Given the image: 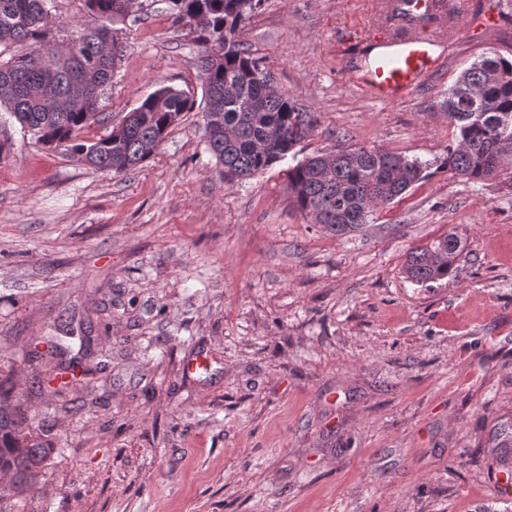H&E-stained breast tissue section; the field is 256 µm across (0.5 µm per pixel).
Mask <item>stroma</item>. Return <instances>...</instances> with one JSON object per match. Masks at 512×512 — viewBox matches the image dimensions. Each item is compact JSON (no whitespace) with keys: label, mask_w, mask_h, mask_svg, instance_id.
<instances>
[{"label":"stroma","mask_w":512,"mask_h":512,"mask_svg":"<svg viewBox=\"0 0 512 512\" xmlns=\"http://www.w3.org/2000/svg\"><path fill=\"white\" fill-rule=\"evenodd\" d=\"M483 2L502 26L473 35L453 17L443 66L384 104L339 44L381 0H262L244 47L318 126L243 179L225 177L198 109L116 174L0 108V384L53 449L32 494L0 487V512H512V186L434 165L459 73L512 57V0ZM47 8L58 43L90 18L86 0ZM135 15L114 28L91 134L163 85L204 97L194 34L164 0ZM349 145L429 167L338 236L297 209L285 171ZM451 231L465 250L448 277L408 279L410 250ZM63 357L84 368L64 388Z\"/></svg>","instance_id":"35a3bbf8"}]
</instances>
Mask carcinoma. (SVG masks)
Segmentation results:
<instances>
[{
	"label": "carcinoma",
	"mask_w": 512,
	"mask_h": 512,
	"mask_svg": "<svg viewBox=\"0 0 512 512\" xmlns=\"http://www.w3.org/2000/svg\"><path fill=\"white\" fill-rule=\"evenodd\" d=\"M133 0H87L92 20L79 25L72 45L47 39L52 23L45 0H0V45L29 41L27 55L0 62V105L37 142L61 148L82 165L121 173L142 166L195 99L162 85L106 135L83 137L97 121L99 92L110 81L120 48L112 28L125 24ZM177 23L193 27L202 46L207 144L229 178L262 174L312 136L317 118L279 91L271 72L243 48L240 35L260 0H165ZM454 140L438 166L479 182L503 171L512 155V58L482 56L448 89ZM426 162L382 147H354L309 156L288 169V188L315 224L338 235L369 222L423 178ZM465 249L450 232L407 256L404 272L418 283L441 280ZM51 448L27 437L26 417L0 384V473L14 491H34Z\"/></svg>",
	"instance_id": "1"
}]
</instances>
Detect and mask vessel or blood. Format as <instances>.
Instances as JSON below:
<instances>
[{"label":"vessel or blood","instance_id":"1","mask_svg":"<svg viewBox=\"0 0 512 512\" xmlns=\"http://www.w3.org/2000/svg\"><path fill=\"white\" fill-rule=\"evenodd\" d=\"M400 17L381 19L349 44L363 59L354 72L359 87L374 101L393 102L409 94L446 58L449 32L443 16L447 7L463 11L466 25L479 33L496 27L499 14L476 9L473 0H394Z\"/></svg>","mask_w":512,"mask_h":512}]
</instances>
